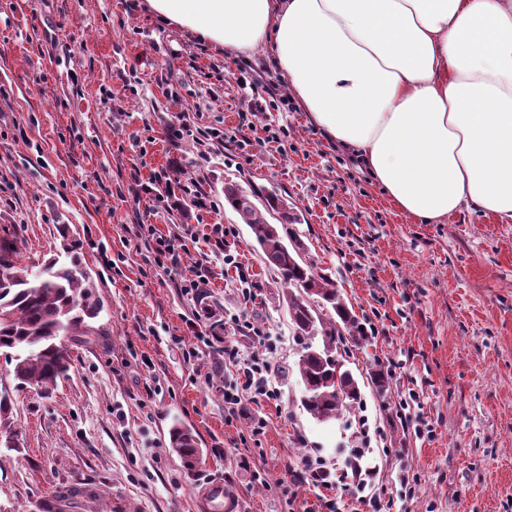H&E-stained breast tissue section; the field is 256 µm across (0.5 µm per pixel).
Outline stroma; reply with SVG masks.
Returning a JSON list of instances; mask_svg holds the SVG:
<instances>
[{
  "mask_svg": "<svg viewBox=\"0 0 512 512\" xmlns=\"http://www.w3.org/2000/svg\"><path fill=\"white\" fill-rule=\"evenodd\" d=\"M261 82L264 111L247 83ZM223 131L220 140L183 137ZM281 143L258 142L263 126ZM169 174L174 194L135 195V181ZM284 197L315 272L328 274L368 340L341 353L363 402L328 424L302 407L286 290L224 186ZM208 205L195 207L192 196ZM188 226L198 241L183 269L213 271L199 298L153 260L137 234ZM260 286L243 303L209 225ZM21 265L78 256L103 310L98 336L71 347L51 394L20 388L0 353V395L14 447L0 445V512H45L63 486L64 512H197V493L222 480L238 512H327L324 488L292 484L291 471L322 458L342 470L365 447L389 512H512V223L462 213L444 224L398 214L358 164L333 146L260 52L224 57L190 31L159 20L145 0H0V241ZM242 316L271 336L243 335ZM221 340L216 352L199 345ZM195 358H186L189 348ZM266 354L278 401L224 410V388ZM392 371L377 390L378 367ZM192 428L203 456L186 470L169 448L173 421ZM434 435L419 438L417 423ZM417 475L415 495L402 473Z\"/></svg>",
  "mask_w": 512,
  "mask_h": 512,
  "instance_id": "obj_1",
  "label": "stroma"
}]
</instances>
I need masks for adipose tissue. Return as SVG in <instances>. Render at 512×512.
Instances as JSON below:
<instances>
[{"instance_id":"1","label":"adipose tissue","mask_w":512,"mask_h":512,"mask_svg":"<svg viewBox=\"0 0 512 512\" xmlns=\"http://www.w3.org/2000/svg\"><path fill=\"white\" fill-rule=\"evenodd\" d=\"M225 56L267 54L416 224L512 220V0H146Z\"/></svg>"}]
</instances>
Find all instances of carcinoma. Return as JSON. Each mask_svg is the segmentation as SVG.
Returning a JSON list of instances; mask_svg holds the SVG:
<instances>
[{"label":"carcinoma","mask_w":512,"mask_h":512,"mask_svg":"<svg viewBox=\"0 0 512 512\" xmlns=\"http://www.w3.org/2000/svg\"><path fill=\"white\" fill-rule=\"evenodd\" d=\"M253 197L237 185L224 186V203L247 225L265 264L279 272L295 334L321 337L322 346H305L296 362L304 388L302 406L319 422L334 420L362 397L331 345L345 336L361 344L364 332L329 276L314 273L302 261L301 241L294 237L286 245L278 226L267 221ZM15 254L14 246L0 241V352L14 354L13 375L19 386L49 394L69 369V350L62 338L95 334L91 322L99 316L101 303L78 261L65 265L54 258L31 272L17 265ZM328 306L336 315L333 320L318 312ZM169 444L186 469H193L201 455L193 430L174 423Z\"/></svg>","instance_id":"cac0c4a2"}]
</instances>
